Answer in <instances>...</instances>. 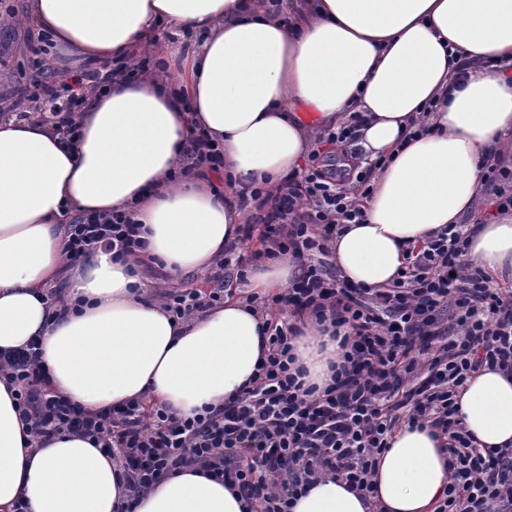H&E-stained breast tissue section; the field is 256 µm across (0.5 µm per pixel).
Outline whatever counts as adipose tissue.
Segmentation results:
<instances>
[{
	"label": "adipose tissue",
	"instance_id": "obj_1",
	"mask_svg": "<svg viewBox=\"0 0 512 512\" xmlns=\"http://www.w3.org/2000/svg\"><path fill=\"white\" fill-rule=\"evenodd\" d=\"M26 22L72 73L146 49L176 66L171 80L90 92L71 143L51 113L0 117V351L39 339L53 389L89 411L143 400L191 416L242 394L268 349V316L250 298L283 293L298 273L291 255L264 261L241 296L186 321L153 299L144 264L205 277L244 220L212 178L178 176L194 134L223 145L235 189L273 187L299 171L320 128L360 114L350 152L387 164L332 259L366 288L391 286L411 247L472 213L487 164L512 147V77L489 71L512 67V0H29ZM112 212L142 224L144 257L100 248L67 265L73 218ZM467 259L512 277V222L479 225ZM292 346L306 383L325 385L338 340L310 321ZM15 394L0 376V512L20 499L29 512H251L230 485L190 471L128 498L119 464L88 440L32 443ZM459 405L477 448L512 444V378L480 370ZM447 441L403 424L377 459L374 497L327 477L291 512H435Z\"/></svg>",
	"mask_w": 512,
	"mask_h": 512
}]
</instances>
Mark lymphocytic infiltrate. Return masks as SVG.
Masks as SVG:
<instances>
[{
  "mask_svg": "<svg viewBox=\"0 0 512 512\" xmlns=\"http://www.w3.org/2000/svg\"><path fill=\"white\" fill-rule=\"evenodd\" d=\"M29 100L57 102L56 128L77 135L76 112L87 89L112 79L135 80L162 63L149 57L116 60L87 69L85 87L58 84L37 47ZM371 171L355 174L356 191L337 190L330 172L315 167L285 179L275 190L240 193L246 222L242 242H254V260L293 253L300 276L277 301L291 315L311 313L333 328L349 327L323 389L305 387L290 342L296 326L272 318L269 353L250 390L217 409L181 417L168 407L134 401L90 413L51 388L37 344L0 354V373L17 388V406L36 438L62 432L97 442L122 467L123 488L134 495L182 467L198 464L238 490L251 512H290L292 500L324 474L371 494L376 457L399 418L429 424L448 435L450 478L436 512H512V445L474 447L460 416L458 391L480 368L512 372V285L492 281L464 260L468 235L448 225L413 249L406 269L388 288H356L340 279L329 243L343 224L364 221L362 198L371 193ZM119 254L145 250L141 227L129 215L77 217L66 253L77 261L98 247ZM210 275L209 290L163 293L164 308L187 319L223 303L246 266L230 263L226 247Z\"/></svg>",
  "mask_w": 512,
  "mask_h": 512,
  "instance_id": "f902f5d3",
  "label": "lymphocytic infiltrate"
}]
</instances>
